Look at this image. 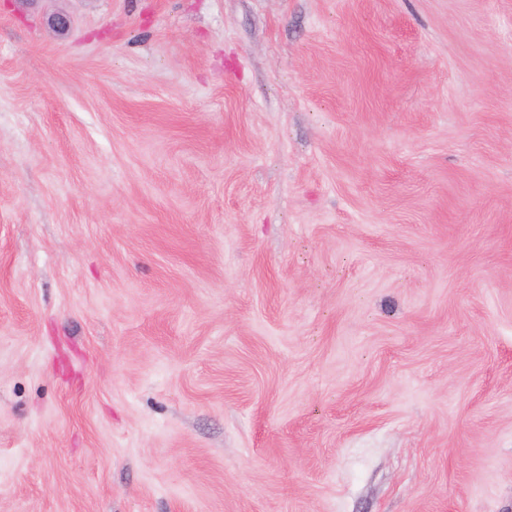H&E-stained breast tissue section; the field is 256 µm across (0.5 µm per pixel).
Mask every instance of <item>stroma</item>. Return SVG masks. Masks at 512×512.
<instances>
[{"label":"stroma","mask_w":512,"mask_h":512,"mask_svg":"<svg viewBox=\"0 0 512 512\" xmlns=\"http://www.w3.org/2000/svg\"><path fill=\"white\" fill-rule=\"evenodd\" d=\"M0 512H512V0H0Z\"/></svg>","instance_id":"1"}]
</instances>
